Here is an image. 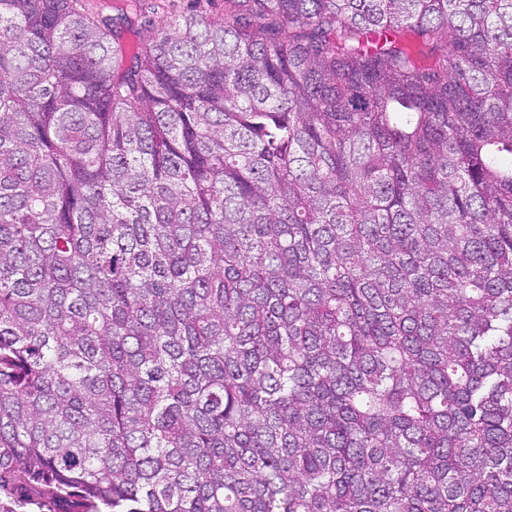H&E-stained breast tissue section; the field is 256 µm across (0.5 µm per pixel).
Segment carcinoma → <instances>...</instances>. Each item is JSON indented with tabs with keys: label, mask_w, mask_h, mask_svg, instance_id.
<instances>
[{
	"label": "carcinoma",
	"mask_w": 512,
	"mask_h": 512,
	"mask_svg": "<svg viewBox=\"0 0 512 512\" xmlns=\"http://www.w3.org/2000/svg\"><path fill=\"white\" fill-rule=\"evenodd\" d=\"M0 0V512H512V0ZM159 8L148 9L154 28H160L174 18L194 10L210 16L224 15V0H156Z\"/></svg>",
	"instance_id": "cac0c4a2"
}]
</instances>
